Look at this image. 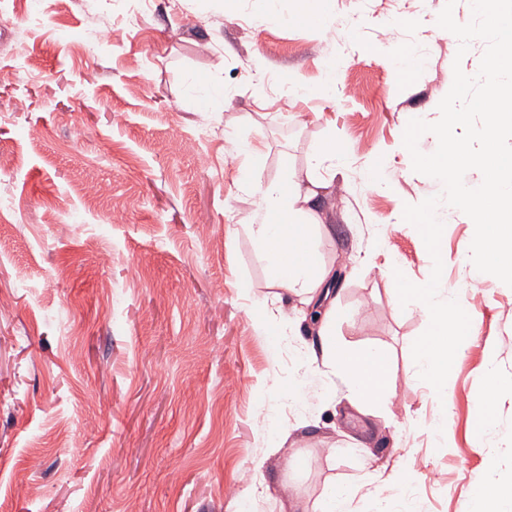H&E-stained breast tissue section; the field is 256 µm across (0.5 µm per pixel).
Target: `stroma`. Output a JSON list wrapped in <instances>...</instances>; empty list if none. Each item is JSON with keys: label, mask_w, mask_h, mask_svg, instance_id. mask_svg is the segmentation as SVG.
<instances>
[{"label": "stroma", "mask_w": 512, "mask_h": 512, "mask_svg": "<svg viewBox=\"0 0 512 512\" xmlns=\"http://www.w3.org/2000/svg\"><path fill=\"white\" fill-rule=\"evenodd\" d=\"M445 5L335 0L327 34L247 0H0V512H319L334 487L353 512H395L400 497L461 512L487 477L512 485V287L471 274L475 226L448 208L446 287L475 314L441 397L411 357L428 322L387 273L428 281L403 210L442 192L402 132L436 121L454 66L476 73L486 49L458 56L437 31ZM112 28L122 41L95 40ZM390 39L412 51L410 73ZM331 67L336 88L319 93ZM286 75L315 95L290 98ZM193 82L222 85L211 111ZM238 142L263 151L264 184L343 149L321 171L314 244L338 274L337 347L386 355L377 405L356 408L338 376L328 400L282 398L323 339L287 294L296 337L274 354L254 327L272 273L245 230L258 199ZM377 154L385 181L369 188ZM492 366L495 426L478 440ZM254 483L265 495L250 501Z\"/></svg>", "instance_id": "1"}]
</instances>
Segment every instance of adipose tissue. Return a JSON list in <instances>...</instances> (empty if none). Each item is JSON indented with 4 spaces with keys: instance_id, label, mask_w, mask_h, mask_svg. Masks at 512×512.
Here are the masks:
<instances>
[{
    "instance_id": "1",
    "label": "adipose tissue",
    "mask_w": 512,
    "mask_h": 512,
    "mask_svg": "<svg viewBox=\"0 0 512 512\" xmlns=\"http://www.w3.org/2000/svg\"><path fill=\"white\" fill-rule=\"evenodd\" d=\"M244 186L259 198L256 220L247 231L273 273L274 287L287 289L289 294L302 296L305 304L322 308L324 324H331L336 309L326 304L330 270L310 240L312 229L325 222L324 213L315 206L323 181L311 168L301 182L256 185L248 180ZM325 363L346 376L353 404L368 406L384 397L388 368L383 352H345L331 345L325 352Z\"/></svg>"
}]
</instances>
